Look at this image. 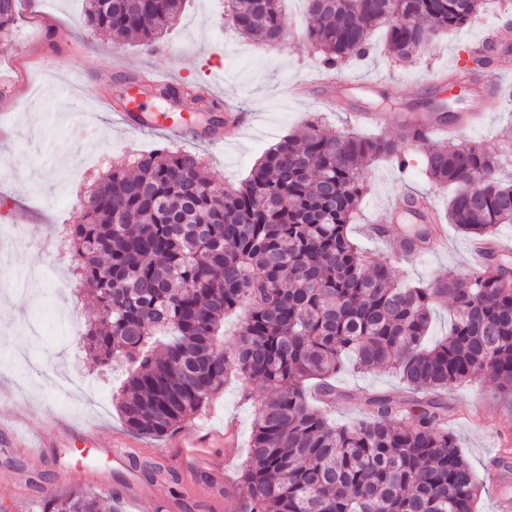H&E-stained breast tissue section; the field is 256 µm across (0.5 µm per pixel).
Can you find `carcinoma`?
<instances>
[{
    "label": "carcinoma",
    "instance_id": "1",
    "mask_svg": "<svg viewBox=\"0 0 512 512\" xmlns=\"http://www.w3.org/2000/svg\"><path fill=\"white\" fill-rule=\"evenodd\" d=\"M18 0H0V42ZM85 23L118 48L154 45L186 0H85ZM304 37L318 68L340 77L385 29L401 61L439 31L470 23L490 0H309ZM246 37L274 47L283 35L279 0H228ZM460 119L444 105L425 121ZM427 141L420 126L390 135L329 133L318 123L280 138L237 187L207 180L202 158L171 146L138 154L134 171L99 175L79 197L82 222L66 242L95 310L87 353L132 371L117 391L128 431L161 438L202 415L234 376L263 382L245 458L241 512H474L480 484L448 431L442 392L483 375L512 393V261L495 231L512 224V184L498 158L454 138L425 154V175L456 186L448 215L486 245L481 264L427 284L373 262L348 225L370 166L408 164ZM448 300V336L426 342L431 314ZM241 315L234 349L224 318ZM370 372L387 365L411 390L363 395L365 418L334 423L327 408L344 357ZM84 491L50 494L42 512H103Z\"/></svg>",
    "mask_w": 512,
    "mask_h": 512
}]
</instances>
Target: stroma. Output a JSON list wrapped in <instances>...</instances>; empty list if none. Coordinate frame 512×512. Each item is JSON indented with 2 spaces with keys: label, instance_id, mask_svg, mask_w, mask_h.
Listing matches in <instances>:
<instances>
[{
  "label": "stroma",
  "instance_id": "obj_1",
  "mask_svg": "<svg viewBox=\"0 0 512 512\" xmlns=\"http://www.w3.org/2000/svg\"><path fill=\"white\" fill-rule=\"evenodd\" d=\"M284 36L270 48L239 36L224 0H187L156 49L138 43L113 49L89 27L79 24L84 0H20L8 45H0V402L10 407L8 429L0 430V506L8 512H40L44 496L75 489L101 491L115 483L112 463L102 456L124 425L112 403V391L126 367L104 368L83 348L92 305L73 276L75 260L60 248L58 231L77 224L82 213L77 194L102 172L130 165L133 156L167 144L162 134L132 132L113 125L120 111L125 78L167 72L178 84L209 83L212 99L245 111L252 122L223 146L215 147L204 131L206 114L192 116L189 152L204 158V175L216 183L240 184L260 157L282 136L319 116L327 130H352L372 137L387 135L403 112L431 110L424 84L431 74H448L463 65L471 42L497 25L512 26V0H491L468 25L438 35L413 62L396 61L385 50L383 32H374L373 54L344 70L342 87L350 99L340 105L320 90L294 96L292 85L311 80L313 49L305 42V0H282ZM89 73L92 91L74 90L76 77ZM378 109L377 126L358 124L357 108ZM484 118L458 130L462 142H476L497 156L503 176L512 175V99L488 100ZM424 148L414 149L406 172L389 161L370 170L358 215L349 226L351 239L373 261L387 260L385 242L369 237V224L400 233L405 220L388 208L397 195H425L445 210L452 188H441L424 173ZM445 248L398 261L395 274L413 282H431L448 270L464 271L476 260L465 235L444 221ZM348 391L336 407V420L349 424L363 416L362 391L397 396L405 389L393 369L360 374L342 371L336 378ZM453 414L449 428L476 473L481 493L475 512H498L501 491L492 478L491 461L512 449V396L490 377L453 386L446 395ZM252 402H244L237 382L225 384L200 417L218 427L225 417L240 423L235 457H243L252 430ZM44 442L39 470L13 450L14 442ZM99 470L94 480L66 471L78 449Z\"/></svg>",
  "mask_w": 512,
  "mask_h": 512
}]
</instances>
